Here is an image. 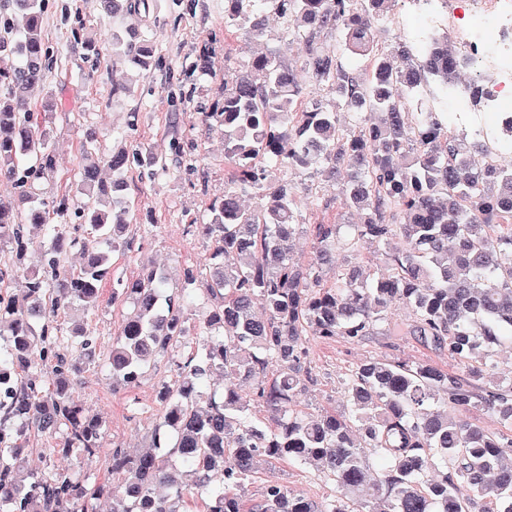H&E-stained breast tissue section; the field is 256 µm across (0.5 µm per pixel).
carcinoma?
Wrapping results in <instances>:
<instances>
[{
  "mask_svg": "<svg viewBox=\"0 0 512 512\" xmlns=\"http://www.w3.org/2000/svg\"><path fill=\"white\" fill-rule=\"evenodd\" d=\"M19 12L6 24L0 55L16 65L0 69V180L14 184L16 199L0 201V243L24 250V228L42 231V272L25 276L24 294L0 293V512H95L103 487H87L69 470L35 475L23 466L28 428L55 434L65 428L60 451L99 449L103 422L73 404L67 381L95 357L93 341L67 355L58 345L55 318L72 305L96 306L110 274L109 251L129 224V198L121 193L130 165L125 147L103 157L115 179L107 187L95 161V137L83 145L80 171L87 200L84 223L68 234L61 218L68 198L47 201L35 181L55 164L48 132L32 95L44 82L50 57L43 37V0H9ZM112 18L133 0H100ZM232 19L254 37L264 35L271 8L304 28L287 49L302 59L298 69L279 55L259 54L249 72L224 86L222 106L200 112L201 122L224 133V160L232 170L224 197L195 225L214 248L201 268H189L167 293L165 273L146 270L118 282L112 300L132 312L112 343V377L137 384L144 365L189 336L183 315L200 296L218 304L199 324L197 351L178 364L179 379L158 391L165 412L155 420L152 450L131 457L112 449L111 512H180L182 476L209 499L207 512H512V464L502 449L512 438L470 423L482 407L512 423V384L486 389L474 383L493 366L497 348L512 344V231L495 227L512 214V170L494 166L490 138L473 133L468 143L448 133L444 101L427 103L419 88L429 80L442 94L459 83L465 64L448 44V32L428 29L417 52L404 43L390 49L373 36L377 17L392 0H227ZM342 35L365 76L348 72L319 43L323 32ZM112 52L122 71L139 80L151 67L150 52L112 31ZM336 91L338 105L364 123L342 129L336 113L315 105L298 110L302 77ZM318 168L344 175L341 204L362 210L361 224L316 225L314 258L293 255L301 200L266 166ZM264 184V201L241 204L239 189ZM354 249L364 238L401 247L392 272L372 280L355 268L327 286L322 266L336 240ZM108 250H103L101 245ZM84 255L76 271L65 253ZM404 306L413 313L409 334L424 346L446 350L449 372L433 364L373 357L347 370L343 411L302 414L292 407L304 381L311 339L358 342L385 313ZM277 366L273 378L269 366ZM224 375L213 387L211 376ZM255 383L253 400L276 415L269 427L250 419L237 381ZM442 404L451 417L432 409ZM177 462H172L171 457ZM259 457L310 464L341 494L317 502L270 482L245 505L242 491Z\"/></svg>",
  "mask_w": 512,
  "mask_h": 512,
  "instance_id": "obj_1",
  "label": "carcinoma"
}]
</instances>
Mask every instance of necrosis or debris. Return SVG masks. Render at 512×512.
<instances>
[{
	"label": "necrosis or debris",
	"instance_id": "4bbe7bcc",
	"mask_svg": "<svg viewBox=\"0 0 512 512\" xmlns=\"http://www.w3.org/2000/svg\"><path fill=\"white\" fill-rule=\"evenodd\" d=\"M424 26L445 27L458 35L455 50L470 65L490 73L480 102L462 93L449 97V109L481 127L480 113L512 114V0H467L471 22L460 29L456 0H409Z\"/></svg>",
	"mask_w": 512,
	"mask_h": 512
}]
</instances>
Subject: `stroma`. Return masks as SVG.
Returning <instances> with one entry per match:
<instances>
[{"label": "stroma", "instance_id": "obj_1", "mask_svg": "<svg viewBox=\"0 0 512 512\" xmlns=\"http://www.w3.org/2000/svg\"><path fill=\"white\" fill-rule=\"evenodd\" d=\"M422 22L407 11L406 0H395L390 13L378 21L379 43L414 42ZM136 29L153 49L151 73L132 89L120 85V66L112 56L113 31ZM279 14L270 17V32L253 39L228 13L226 0H148L145 7L117 19L94 10L90 0H45L43 35L56 62L37 91V108L50 135L56 168L35 186L43 197L77 195L78 165L89 133H96L101 149L114 139L128 148L153 154L159 165H131L126 194L134 203L125 237L131 250L110 255L111 277L101 285V301L92 309L73 307L58 316L65 345L84 339L97 344L94 360L70 377L68 394L87 413L103 421L100 449L92 456L79 451L56 452L61 434H28L27 468L68 469L89 486L112 485L109 460L113 449L135 455L152 445V421L164 406L158 397L161 382L178 378L177 363L188 349L157 354L140 383L126 388L116 383L105 360L119 337L128 303L112 298L114 281L139 278L147 265L164 268L173 286H180L185 269L204 264L212 243L198 234L210 204L223 197L229 170L224 164V138L216 127L202 125L199 110L224 99V83L246 71L254 56L282 50L284 36H297ZM185 149L176 157L173 142ZM287 179L302 200L303 231L294 242V256L302 262L313 255L318 224H359L363 214L341 208V183H327L312 168H293ZM391 246L363 240L357 252L337 250L335 266L325 268L324 284L337 269L357 265L370 274L388 269ZM413 318L404 307L388 311L370 336L357 343L341 338L315 339L310 347L313 380L296 398L297 409L319 413L343 408L342 379L348 368L372 357L451 368L447 351L423 346L408 333ZM271 481L284 484L319 501L332 494L317 480L315 469L294 462L260 459L257 473L244 489L245 503L258 499Z\"/></svg>", "mask_w": 512, "mask_h": 512}]
</instances>
